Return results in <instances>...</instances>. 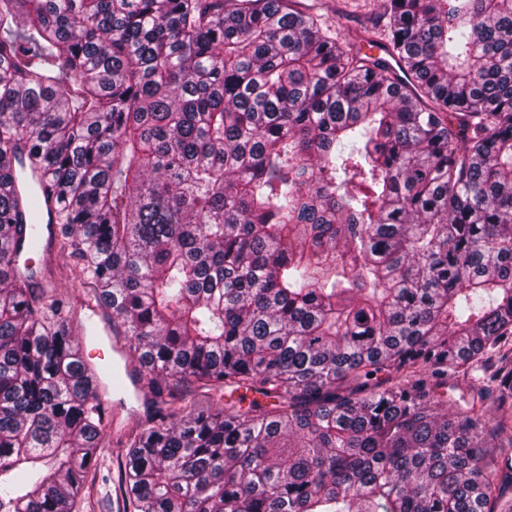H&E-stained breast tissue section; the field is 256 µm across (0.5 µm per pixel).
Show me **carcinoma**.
<instances>
[{
  "mask_svg": "<svg viewBox=\"0 0 512 512\" xmlns=\"http://www.w3.org/2000/svg\"><path fill=\"white\" fill-rule=\"evenodd\" d=\"M383 15L0 0V512L91 503L106 425L69 301L13 255L21 154L150 393L135 512H512V0Z\"/></svg>",
  "mask_w": 512,
  "mask_h": 512,
  "instance_id": "carcinoma-1",
  "label": "carcinoma"
}]
</instances>
